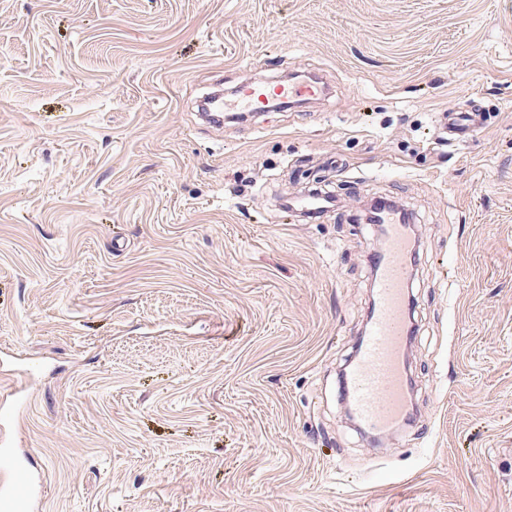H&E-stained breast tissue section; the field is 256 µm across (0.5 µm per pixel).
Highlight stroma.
Instances as JSON below:
<instances>
[{
    "label": "stroma",
    "mask_w": 512,
    "mask_h": 512,
    "mask_svg": "<svg viewBox=\"0 0 512 512\" xmlns=\"http://www.w3.org/2000/svg\"><path fill=\"white\" fill-rule=\"evenodd\" d=\"M297 70L324 95L198 117ZM451 105L487 125L443 143ZM375 196L419 236L379 443L338 377ZM3 353L48 367L10 431L41 512H512V0H0Z\"/></svg>",
    "instance_id": "stroma-1"
}]
</instances>
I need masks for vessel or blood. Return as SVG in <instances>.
I'll list each match as a JSON object with an SVG mask.
<instances>
[{"label":"vessel or blood","mask_w":512,"mask_h":512,"mask_svg":"<svg viewBox=\"0 0 512 512\" xmlns=\"http://www.w3.org/2000/svg\"><path fill=\"white\" fill-rule=\"evenodd\" d=\"M323 92L316 80L259 83L239 87L230 100L223 93H211L201 113L219 126L228 112H262L272 99L285 103L312 100ZM486 120V113L452 108L442 112L441 127L449 139L457 141L468 138ZM382 223L384 244L374 258L372 309L344 380L347 403L359 426L375 435L393 431L412 407L407 370L411 334L408 286L414 276L411 255L415 237L396 211L383 212ZM35 374V367L29 364L0 371V378L9 382L8 394L0 400V424L9 425L15 408L25 403L27 384ZM46 492L43 467L13 452L0 454V512H34Z\"/></svg>","instance_id":"obj_1"}]
</instances>
